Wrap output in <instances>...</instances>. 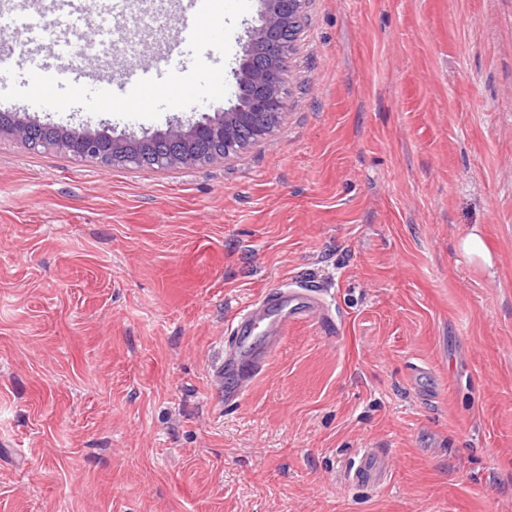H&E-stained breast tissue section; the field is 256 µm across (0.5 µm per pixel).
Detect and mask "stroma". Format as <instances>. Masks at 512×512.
<instances>
[{"mask_svg": "<svg viewBox=\"0 0 512 512\" xmlns=\"http://www.w3.org/2000/svg\"><path fill=\"white\" fill-rule=\"evenodd\" d=\"M260 9L199 19L205 69L170 50L177 0L0 13L9 52L64 24V58L181 67L142 112L32 108L42 65L4 81L43 124L162 132L234 105ZM284 89L266 140L195 168L0 143V512H512V0H306ZM475 228L491 268L456 249ZM295 278L330 320L217 407L226 319ZM361 448L384 486L345 482Z\"/></svg>", "mask_w": 512, "mask_h": 512, "instance_id": "35a3bbf8", "label": "stroma"}]
</instances>
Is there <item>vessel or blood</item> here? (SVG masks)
<instances>
[{
	"label": "vessel or blood",
	"mask_w": 512,
	"mask_h": 512,
	"mask_svg": "<svg viewBox=\"0 0 512 512\" xmlns=\"http://www.w3.org/2000/svg\"><path fill=\"white\" fill-rule=\"evenodd\" d=\"M152 62L130 69L126 80L131 89L112 92L113 80L87 61L56 66L53 84L77 83L83 88L111 91L115 110L137 111L140 96L155 97L159 87L153 78ZM324 307L317 290L307 286L279 288L263 293L237 312L226 324L219 355L207 367L211 389L218 404L240 403L264 372L271 355L280 346L289 328L296 323L323 316ZM389 470L374 448L359 449L347 473L353 485L380 486Z\"/></svg>",
	"instance_id": "b4317fda"
}]
</instances>
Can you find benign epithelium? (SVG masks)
<instances>
[{"instance_id": "1", "label": "benign epithelium", "mask_w": 512, "mask_h": 512, "mask_svg": "<svg viewBox=\"0 0 512 512\" xmlns=\"http://www.w3.org/2000/svg\"><path fill=\"white\" fill-rule=\"evenodd\" d=\"M301 10L290 13L281 7V0H262L260 25L250 31L249 40L237 76L236 97L248 95L246 108L235 105L213 117L183 125L170 126L166 131L145 135L141 138H115L104 131L83 129L64 130L51 140H33L30 130L37 120L25 114H15L0 125V140L8 139L29 150H49L63 153L75 160L91 162L101 167H136L138 140L160 139L173 147V151L161 154L157 169L193 168L213 160L211 156L197 154L195 145L199 139H209L224 145V158L238 155L248 147L234 139L233 132L239 123L254 122L262 115L282 113L287 100L281 83L288 65L289 48L277 45L276 61L268 64L255 57L252 46L256 42L275 41L278 32L300 23Z\"/></svg>"}]
</instances>
